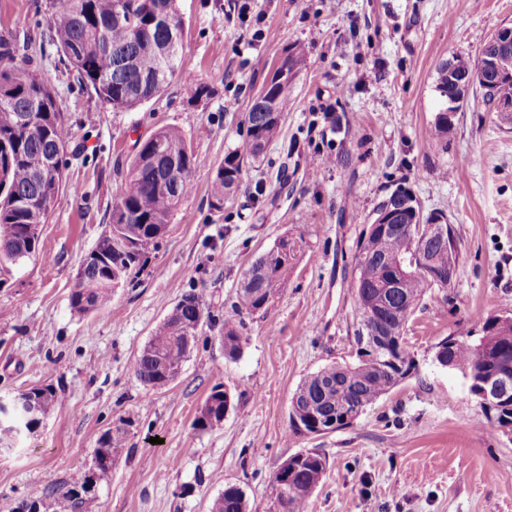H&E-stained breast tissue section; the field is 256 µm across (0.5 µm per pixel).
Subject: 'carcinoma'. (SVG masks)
Masks as SVG:
<instances>
[{
  "instance_id": "obj_1",
  "label": "carcinoma",
  "mask_w": 512,
  "mask_h": 512,
  "mask_svg": "<svg viewBox=\"0 0 512 512\" xmlns=\"http://www.w3.org/2000/svg\"><path fill=\"white\" fill-rule=\"evenodd\" d=\"M180 15L178 0H56L49 20V41L60 60L76 72L77 82L94 91L114 110H131L157 97L181 74L179 65L183 32L170 24ZM0 269L17 265L35 253L39 227L54 210L64 184V153L69 126L55 89L30 69L29 58L17 57L12 39L0 37ZM302 53L294 52L284 63L287 74L274 83L268 94L253 96L246 124V152L237 149L224 155L210 182L211 205L224 209L243 180L245 155L258 157L282 129L284 110L294 91L295 68ZM478 62L456 54L437 69L436 91L443 102L441 111H457L452 105L456 80L475 77ZM493 83L495 95L512 97V77L497 73L484 76ZM451 127L435 117L426 140L428 152L448 150ZM178 174L168 178L171 163ZM120 177L117 202L112 207L108 231L86 255L71 296V306L88 313L106 306L113 284L124 280L142 258L169 231L170 221L181 208L195 170L193 156L181 130L162 127L144 140L136 141V153ZM404 230L383 238L371 227L361 232L356 243L355 277L350 283L355 319L366 306L372 307L380 324L394 333L388 356L392 372L383 370V356L376 351L356 349L352 363H331L308 375L297 387L289 414L292 434L302 435L297 424L313 433L316 424L336 419V429L351 426L341 421L346 407L357 403L367 408L398 386L395 374H411L417 367L415 352L405 331L410 316L434 288H448V264L459 265L460 251L453 225L448 240L426 243L442 276L427 277L416 272L419 265L418 231L443 211L423 213L410 189L397 186L387 196ZM302 240L279 239L273 249L255 260L242 274L240 286L224 311V353L235 358L241 353L238 325L243 317L264 312L279 294ZM366 257H361V254ZM203 297L185 293L171 313L154 328L141 351L135 372L144 386L162 389L175 377L191 352L186 332L213 322ZM482 336L445 338L439 346H450L449 356L466 379L494 370L512 372V323L498 326L490 316H481ZM38 426L58 405L57 392L43 386L33 394ZM482 423L499 427L512 423V406L488 414ZM225 417L224 400L211 391L198 408L192 426L199 430L218 427ZM327 465L319 461L300 464L288 485V494L277 495L284 512H305L308 501L323 479ZM85 473L78 472L66 491L29 504L28 512H92L96 497L84 487ZM210 512H249L244 492L224 488L213 500Z\"/></svg>"
}]
</instances>
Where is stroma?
Returning a JSON list of instances; mask_svg holds the SVG:
<instances>
[{"instance_id": "35a3bbf8", "label": "stroma", "mask_w": 512, "mask_h": 512, "mask_svg": "<svg viewBox=\"0 0 512 512\" xmlns=\"http://www.w3.org/2000/svg\"><path fill=\"white\" fill-rule=\"evenodd\" d=\"M52 4L0 0V35L30 55L70 128L66 188L36 252L0 272V396L49 385L62 399L0 455V512H20L90 470L114 435L122 442L92 490L100 512H208L230 484L251 512H266L275 469L308 448L328 465L307 512H512V432L480 426L466 379L432 361L435 345L477 316L512 310V125L473 87L447 152L426 150L441 107L438 66L456 53L479 59L483 37L512 26V0H179L182 76L130 111L102 104L60 62L47 42ZM296 49L303 63L283 132L215 211L216 167L242 148L252 96ZM196 81L208 95L195 97ZM228 99L237 102L230 112ZM323 103L340 124L325 136L312 128ZM162 126L178 127L194 155L185 202L111 302L76 313L77 274L117 195L114 164ZM319 152L327 163H314ZM259 181L266 196L256 200ZM399 184L424 211L447 214L461 253L452 287L428 293L407 325L418 368L353 426L290 437L301 381L353 359L356 241ZM286 235L303 238V250L267 312L245 317L240 356H225L221 326H202L174 382L146 388L135 361L180 296L202 294L223 318L245 268ZM217 385L232 399L223 426L194 429Z\"/></svg>"}]
</instances>
